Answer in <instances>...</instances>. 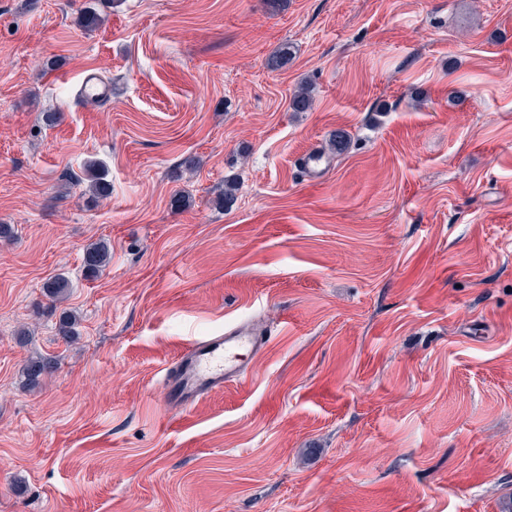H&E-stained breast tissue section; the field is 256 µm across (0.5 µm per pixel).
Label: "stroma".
I'll list each match as a JSON object with an SVG mask.
<instances>
[{
    "label": "stroma",
    "mask_w": 512,
    "mask_h": 512,
    "mask_svg": "<svg viewBox=\"0 0 512 512\" xmlns=\"http://www.w3.org/2000/svg\"><path fill=\"white\" fill-rule=\"evenodd\" d=\"M0 224V512L512 506V0H0ZM240 321L247 379L167 406ZM77 96L85 101H105L112 98V88L97 74H86L77 90ZM84 171L88 191L96 198L108 197L111 184L107 181L103 166L96 160H90L85 163ZM110 259L109 246L107 242L100 241L87 247L84 255L85 271L92 276L98 275L108 265ZM267 336L249 324H237L224 333L191 341L163 373L166 402L186 409L248 370V356L258 354ZM55 367V363L48 357H37L29 360L23 369L25 384L30 389L38 388L42 378L51 373Z\"/></svg>",
    "instance_id": "35a3bbf8"
}]
</instances>
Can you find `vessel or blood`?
Instances as JSON below:
<instances>
[{
    "instance_id": "obj_1",
    "label": "vessel or blood",
    "mask_w": 512,
    "mask_h": 512,
    "mask_svg": "<svg viewBox=\"0 0 512 512\" xmlns=\"http://www.w3.org/2000/svg\"><path fill=\"white\" fill-rule=\"evenodd\" d=\"M77 95L85 101L101 102L111 98L112 88L97 74L89 73ZM266 342V336L245 323L191 341L163 373L167 404L185 409L223 389L247 371L249 356L258 354Z\"/></svg>"
}]
</instances>
